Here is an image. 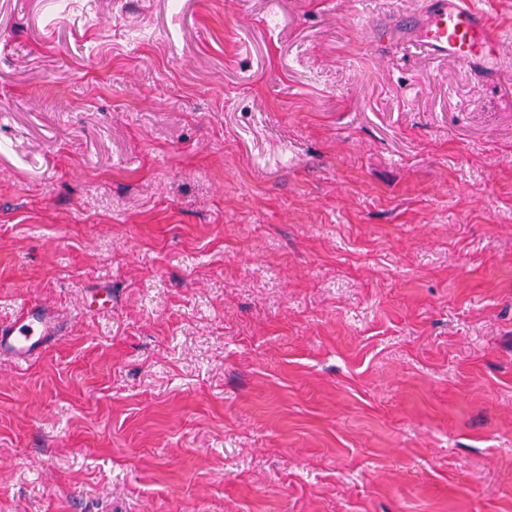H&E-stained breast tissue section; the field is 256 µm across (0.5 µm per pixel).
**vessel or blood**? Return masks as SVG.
<instances>
[{
  "instance_id": "1",
  "label": "vessel or blood",
  "mask_w": 512,
  "mask_h": 512,
  "mask_svg": "<svg viewBox=\"0 0 512 512\" xmlns=\"http://www.w3.org/2000/svg\"><path fill=\"white\" fill-rule=\"evenodd\" d=\"M414 29L410 49L432 58H452L478 70L498 62L501 43L486 18L484 0H424ZM56 331L53 316L36 304L27 305L21 316L0 324V354H10L18 365H27Z\"/></svg>"
}]
</instances>
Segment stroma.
<instances>
[{
  "label": "stroma",
  "mask_w": 512,
  "mask_h": 512,
  "mask_svg": "<svg viewBox=\"0 0 512 512\" xmlns=\"http://www.w3.org/2000/svg\"><path fill=\"white\" fill-rule=\"evenodd\" d=\"M417 0H0V512H512V40ZM406 47L432 58H452L483 71L497 65L505 34L497 37L483 0H423ZM55 331L53 316L38 304H29L19 318L0 324V354L6 352L25 366Z\"/></svg>",
  "instance_id": "35a3bbf8"
}]
</instances>
